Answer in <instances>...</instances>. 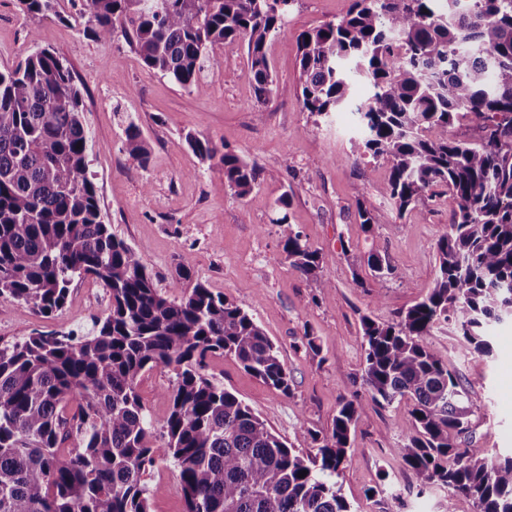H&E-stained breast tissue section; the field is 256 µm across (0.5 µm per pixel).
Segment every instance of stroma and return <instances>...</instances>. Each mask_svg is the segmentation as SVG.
<instances>
[{"instance_id":"obj_1","label":"stroma","mask_w":512,"mask_h":512,"mask_svg":"<svg viewBox=\"0 0 512 512\" xmlns=\"http://www.w3.org/2000/svg\"><path fill=\"white\" fill-rule=\"evenodd\" d=\"M351 0H294L287 22L268 42L273 90L257 104L244 79L247 46L225 49L224 68L204 73L182 89L143 67L123 39L96 40L72 17L87 0H58L56 13L31 17L18 0H0V68L16 65L34 45L52 48L69 63L81 92L83 119L93 139L89 165L106 223L137 248L162 291L181 266L192 280L207 282L248 313L278 349L291 378L289 395L273 391L229 357L209 358L207 374L248 404L277 435L310 452L302 430L329 434L341 400L361 387V316L388 323L419 301L434 284L437 242L447 233L454 201L423 198L398 214L386 193L389 167L363 155L350 111L329 118L304 112L297 35L340 20ZM135 120L148 140L151 161L139 168L121 150L123 130ZM224 142L255 162L253 192L238 199L220 167L204 168L185 142L186 133ZM289 196L290 224L308 244L328 256L322 278L334 290L325 296L317 280L296 270L283 251L275 201ZM373 217L364 230L358 208ZM378 246L393 267L370 277L364 258ZM361 276L364 286L353 278ZM321 278V279H322ZM110 294L92 279L74 280L62 311L44 317L13 305L0 314V343L33 331H88L104 317ZM493 353H463L455 328L434 331L432 349L455 372L481 408L469 440L495 454L512 452V320L494 327ZM314 336L307 347L306 336ZM173 368L158 366L138 382L156 420L167 415ZM409 401L381 408L366 403L351 436L338 478L354 512H386L391 495L402 512H474L462 495L423 486L392 450L404 443L399 423ZM151 512H185L179 472L157 458L145 474Z\"/></svg>"}]
</instances>
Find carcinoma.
<instances>
[{"mask_svg":"<svg viewBox=\"0 0 512 512\" xmlns=\"http://www.w3.org/2000/svg\"><path fill=\"white\" fill-rule=\"evenodd\" d=\"M292 2L88 0L78 19L98 40L121 36L186 90L224 68L218 49L244 41V78L260 103L273 87L267 42ZM19 3L32 16L57 6ZM297 43L303 110L351 109L364 152L390 164L386 192L398 212L440 186L456 203L434 287L392 323L361 317L364 392L342 399L329 435L303 431L315 454L288 446L205 373L208 358L229 355L286 395L275 344L205 283L182 289L185 266L163 293L141 253L112 233L87 176L80 90L66 61L35 45L0 69V313L9 301L49 317L76 278L107 288L112 306L85 335L38 331L0 344V512H151L143 475L160 456L179 471L186 512H353L336 477L364 400L404 398L406 443L394 454L475 512H512V455L458 447L480 404L427 341L452 322L465 350L488 354L491 327L512 318V0H351L342 19ZM358 83L368 87L360 101ZM464 117L478 123V140L448 138ZM185 141L200 163L217 162L238 198L254 190L256 164L191 132ZM122 151L148 168L150 146L132 120ZM277 223L290 264L318 277L323 254L287 217ZM366 265L375 277L391 272L376 246ZM158 366L176 371L161 446L137 391Z\"/></svg>","mask_w":512,"mask_h":512,"instance_id":"carcinoma-1","label":"carcinoma"}]
</instances>
